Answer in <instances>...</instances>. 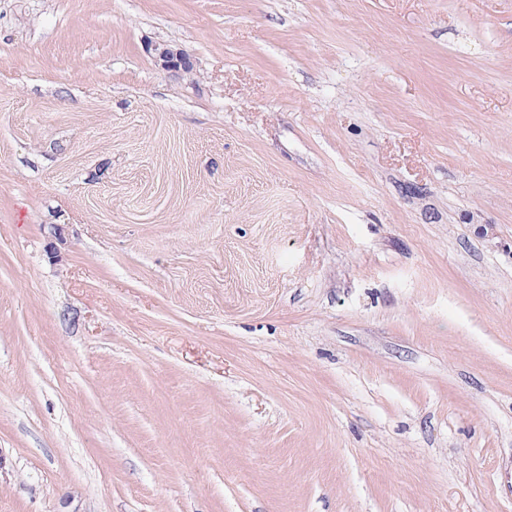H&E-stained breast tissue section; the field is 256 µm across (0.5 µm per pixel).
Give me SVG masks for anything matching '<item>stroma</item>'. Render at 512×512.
<instances>
[{
	"mask_svg": "<svg viewBox=\"0 0 512 512\" xmlns=\"http://www.w3.org/2000/svg\"><path fill=\"white\" fill-rule=\"evenodd\" d=\"M0 512H512V0H0Z\"/></svg>",
	"mask_w": 512,
	"mask_h": 512,
	"instance_id": "35a3bbf8",
	"label": "stroma"
}]
</instances>
